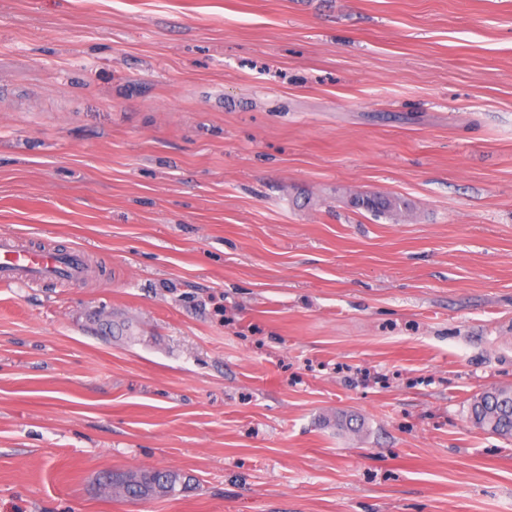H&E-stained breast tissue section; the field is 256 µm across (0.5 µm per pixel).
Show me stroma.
<instances>
[{
    "label": "stroma",
    "instance_id": "stroma-1",
    "mask_svg": "<svg viewBox=\"0 0 512 512\" xmlns=\"http://www.w3.org/2000/svg\"><path fill=\"white\" fill-rule=\"evenodd\" d=\"M5 237L0 512H512V0H0ZM81 252L53 249L27 250L0 240V280L37 283L46 278H79L84 274ZM470 418L484 430L512 438V388H490L477 394L470 405ZM104 485H112L125 497L131 499L147 498L155 495H174L177 486H184L180 474L169 470L146 471L140 476H128L107 480Z\"/></svg>",
    "mask_w": 512,
    "mask_h": 512
}]
</instances>
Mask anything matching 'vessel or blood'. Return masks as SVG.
Listing matches in <instances>:
<instances>
[{
  "instance_id": "obj_1",
  "label": "vessel or blood",
  "mask_w": 512,
  "mask_h": 512,
  "mask_svg": "<svg viewBox=\"0 0 512 512\" xmlns=\"http://www.w3.org/2000/svg\"><path fill=\"white\" fill-rule=\"evenodd\" d=\"M85 271L78 250L58 252L52 249L27 250L0 240V280L37 283L46 278L81 277Z\"/></svg>"
}]
</instances>
